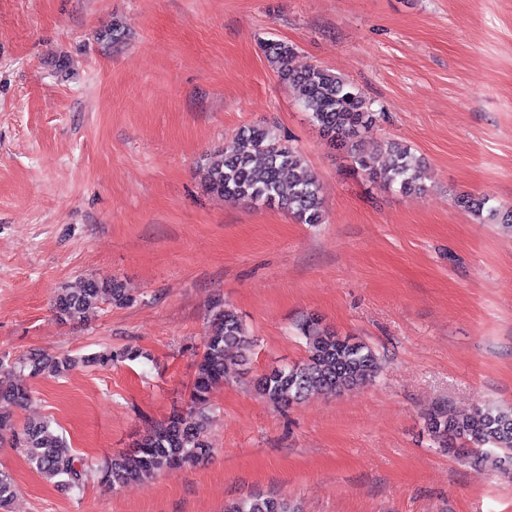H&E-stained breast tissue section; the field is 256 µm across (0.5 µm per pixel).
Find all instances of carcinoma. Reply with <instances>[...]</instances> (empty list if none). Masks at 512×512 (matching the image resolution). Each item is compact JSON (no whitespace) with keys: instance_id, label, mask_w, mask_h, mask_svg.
<instances>
[{"instance_id":"carcinoma-1","label":"carcinoma","mask_w":512,"mask_h":512,"mask_svg":"<svg viewBox=\"0 0 512 512\" xmlns=\"http://www.w3.org/2000/svg\"><path fill=\"white\" fill-rule=\"evenodd\" d=\"M263 53L281 79L295 90L304 110L319 126L330 143L353 151V162L372 181L399 187L402 192L421 189L420 159L410 148L397 142L385 144L389 159L380 164L376 151L356 148L362 128L376 122L380 113L348 81L328 68L316 66L293 70L289 60L295 48L287 42L268 40ZM203 174L210 192L251 203L279 205L301 224L323 221L319 184L300 149L282 142L269 127L253 126L243 131L233 145L221 154L204 158ZM489 199L462 195L457 204L476 217L504 224L512 229V208L493 207ZM108 300L126 306L133 297L119 282L85 280L76 288H64L56 296L55 312L63 319L79 318ZM305 340L302 361L260 375L255 380L257 393L280 407H288L320 393L341 394L372 381L378 371L376 352L336 331L321 326L315 318L299 324ZM253 340L240 316L221 301L216 302L209 333L196 361L190 385L189 407L175 412L152 427L134 449L114 456L99 469L100 478L116 486L148 482L160 472L185 464H195L211 453L200 440V430L208 419L210 394L224 383L231 367L243 366ZM141 352L132 348L95 353L80 359L69 354L31 353L11 363L0 358V401L21 405L29 398L26 388L13 380L16 371L32 377L55 374L78 363L119 364L134 361ZM427 431L441 451L476 463H489L506 470L512 465V408L491 406L469 412L448 414L435 410L425 417ZM6 436L25 448L29 464L49 479L82 491L85 472L66 441L49 421L29 423L16 430L13 416L0 413V438ZM224 512H294L284 500L255 496L231 503Z\"/></svg>"}]
</instances>
